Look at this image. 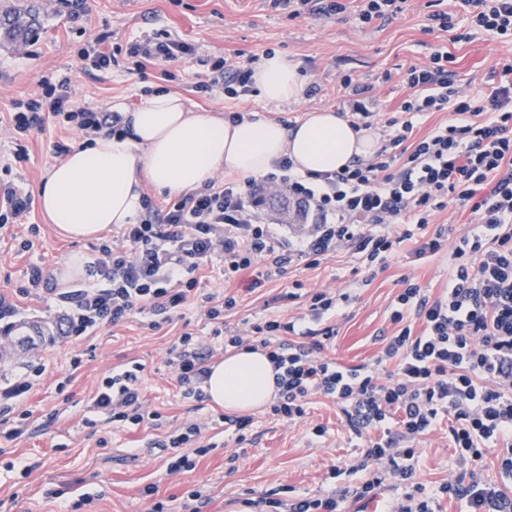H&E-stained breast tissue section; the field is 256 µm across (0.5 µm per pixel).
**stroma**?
Returning <instances> with one entry per match:
<instances>
[{
  "label": "stroma",
  "mask_w": 512,
  "mask_h": 512,
  "mask_svg": "<svg viewBox=\"0 0 512 512\" xmlns=\"http://www.w3.org/2000/svg\"><path fill=\"white\" fill-rule=\"evenodd\" d=\"M428 3L409 0L402 16L363 28L347 12L330 18H292L287 11L271 9L266 0H83L76 18L52 0H0V8L10 6L22 16L36 18L26 41L0 40V167L11 165L15 181L32 191L56 164L53 143L64 135L57 128L32 135L28 160L15 162L9 114L16 101L30 97L43 80L60 74L70 78L80 107L131 112L154 92L175 91L204 115L257 112L293 124L315 109L350 114L349 99L339 85L345 74L369 86L372 111L393 110L409 94L403 81L407 68L427 64L437 48L451 56L448 70L456 84L487 89L497 63L512 58V43L483 37L456 40L454 32L431 26ZM103 31L110 34L104 48L115 60L109 70L87 71L79 54ZM164 31L192 45V55L148 66L140 76L129 73L127 44ZM269 50L297 66L312 95L274 104L256 91L231 99L219 89L197 90L205 63L236 51L260 57ZM261 216L286 238H302L309 230L308 218L284 195L268 198ZM30 221L39 225L40 233L25 253L16 250L13 229L0 230V291L23 284L29 265L43 266L54 284L72 256L87 261L95 256L96 240L62 237L40 209H33ZM415 247V241H405L388 266L370 277L357 270L348 251L340 250L318 268L290 267L285 278L255 290L250 287L252 274L228 285L219 268L209 265L201 271L202 283L238 294L239 305L226 321L241 328L270 311L296 315L298 304L274 300L293 282H302L308 290H352L354 299L337 317L336 335L325 354L346 367L369 365L383 337L393 331L389 315L402 278L413 279L433 298L448 283V251L417 261ZM59 316L53 295L20 300L15 336L0 343V386L34 366L45 369L25 404L32 414L27 433L5 441L0 454V512H63L85 493L92 501L80 512H148L150 501L142 490L150 484L157 485L159 499L168 502L171 512H178L179 496L192 488L210 494L209 512H239L243 500H257L284 487L295 497H317L352 483V476L343 472L334 479L329 476L330 468L342 471L345 462L359 453L342 413L331 401L311 397L307 417L292 424L268 417L265 409L254 410L251 430L239 443L225 430L222 408L206 401L195 408L179 396L165 364L172 341L168 330L146 332L136 317L120 326L100 328L86 339L84 362L74 370L70 367L74 349L60 334ZM132 360L144 366L147 399L162 415L161 428L111 425L88 406L96 380ZM65 375L72 381L61 392L56 381ZM52 412L56 420L47 421ZM190 420L203 423V439L212 449L197 458L192 471L167 475V453L155 442L165 430ZM318 424L327 430L324 437L312 434ZM100 437L105 445H97ZM419 448L415 466L427 490L458 471L447 426L422 438ZM25 465L32 468L26 476L21 473Z\"/></svg>",
  "instance_id": "obj_1"
}]
</instances>
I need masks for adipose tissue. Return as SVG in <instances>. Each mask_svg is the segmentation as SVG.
<instances>
[{
  "label": "adipose tissue",
  "mask_w": 512,
  "mask_h": 512,
  "mask_svg": "<svg viewBox=\"0 0 512 512\" xmlns=\"http://www.w3.org/2000/svg\"><path fill=\"white\" fill-rule=\"evenodd\" d=\"M253 80L270 103L299 100L305 91L297 68L276 52L262 57ZM129 118L128 135L99 134L55 165L39 185L35 200L61 234L87 239L134 223L146 182L161 191L190 192L224 171L268 174L285 157L300 172L323 173L374 153L370 138L327 110L308 113L291 129L260 115L234 123L195 113L180 94L159 91ZM275 377L266 354L242 349L212 364L204 391L226 410L251 411L271 402Z\"/></svg>",
  "instance_id": "adipose-tissue-1"
}]
</instances>
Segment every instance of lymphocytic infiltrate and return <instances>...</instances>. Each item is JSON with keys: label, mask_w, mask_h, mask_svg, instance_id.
Here are the masks:
<instances>
[{"label": "lymphocytic infiltrate", "mask_w": 512, "mask_h": 512, "mask_svg": "<svg viewBox=\"0 0 512 512\" xmlns=\"http://www.w3.org/2000/svg\"><path fill=\"white\" fill-rule=\"evenodd\" d=\"M267 2L274 9L287 6L293 18L350 11L360 25L371 26L403 13L407 0ZM456 5L453 11H432V24L453 30L462 13L469 35L512 41V0H456ZM190 52L189 44L168 32L127 47L139 73L149 62ZM448 62L447 52L438 49L427 65L407 69L404 82L410 94L399 116L385 121V143L371 160L354 161L333 173L302 174L284 159L258 182L212 180L168 198L159 208L143 197L137 220L97 246L85 266L83 286L55 295L63 334L76 345L98 328L125 323L146 310L153 314L148 329L158 331L195 306L213 326L211 341L185 331L167 351L183 399L203 401L213 357L246 348L265 351L277 371L269 415L289 423L301 419L313 395L336 403L350 430L364 441L360 456L348 464L358 482L324 497L260 499V506L273 512L280 507L286 512H343L346 502L374 500L387 480L405 489L393 512H434V502L444 497L458 502L461 512H512V62L500 63L495 84L477 93L449 79ZM216 69V75L198 82V89L219 88L228 98L253 91L251 62L225 58ZM15 107L10 126L21 140L13 154L18 162L28 156L25 138L50 123L86 138L129 128L122 113L75 106L66 76L44 82L40 93ZM444 111L450 114L447 122L416 137V118ZM11 174V167L0 170V229L27 226L28 237L19 241L26 252L39 227L30 221L31 194ZM273 192L313 213L306 238L284 239L263 222L260 209ZM452 201L469 208L478 227L452 252L448 289L434 299L412 279H403L390 314L394 331L373 364L346 367L322 354L350 293L286 292L285 300L304 298L305 313L289 321L273 315L243 330L224 322L236 297L201 285L199 271L211 262L218 264L225 283L252 268L258 281L270 282L282 279L297 262L319 267L340 249L365 270L386 268L401 244ZM48 290L43 268L33 265L23 286L0 292V333L13 328L19 300ZM390 363L395 371L382 375ZM142 372V365L131 361L102 376L91 408L113 424L159 420V412L148 409ZM32 387L26 378L0 390L1 437L12 440L26 431L30 413L22 403ZM443 420L462 469L429 494L417 479L414 444ZM201 434V425L190 422L166 436L168 474L193 470V455L207 454ZM490 456L500 473L496 481L485 473Z\"/></svg>", "instance_id": "lymphocytic-infiltrate-1"}]
</instances>
